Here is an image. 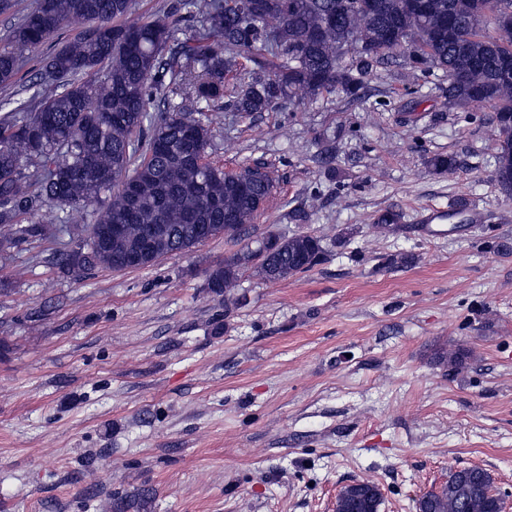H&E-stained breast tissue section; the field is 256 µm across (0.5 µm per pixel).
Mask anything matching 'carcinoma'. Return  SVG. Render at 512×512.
Wrapping results in <instances>:
<instances>
[{
  "label": "carcinoma",
  "mask_w": 512,
  "mask_h": 512,
  "mask_svg": "<svg viewBox=\"0 0 512 512\" xmlns=\"http://www.w3.org/2000/svg\"><path fill=\"white\" fill-rule=\"evenodd\" d=\"M201 22L192 38L166 15L129 21L136 0H33L0 42V85L12 84L19 52L45 42L74 21L88 24L45 58L27 99L13 101L0 119V224L14 226L12 246L46 238L108 197L85 227L78 248L58 265L84 272L120 269L128 252L161 239L158 258L200 244V228L233 220L229 235L243 236L272 195L274 181L260 166L226 171L208 156L215 103L241 114L275 112L285 104L336 90V75L356 95L373 67L391 58L400 35L414 49L413 67L448 77V102L469 106L475 96L494 108L499 130L494 178L512 192V0H180ZM493 29L488 33L487 29ZM366 44L364 55L346 48ZM254 68L228 84L239 59ZM33 174L25 173L30 165ZM429 167H456L434 155ZM42 213L43 224L26 217ZM125 225L123 238L99 233ZM247 246L210 269V290L223 294L245 267ZM325 256L322 240L307 232L278 235L260 267L270 282L304 273ZM491 475L479 467L452 475L448 488L419 500V512H492ZM345 512H374L376 488L344 486ZM153 490L113 498V512H150Z\"/></svg>",
  "instance_id": "carcinoma-1"
}]
</instances>
